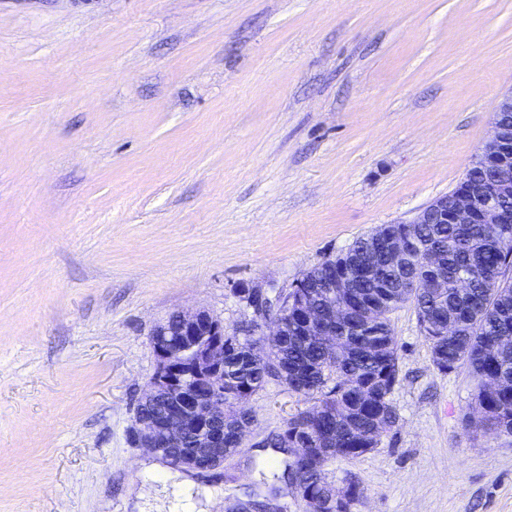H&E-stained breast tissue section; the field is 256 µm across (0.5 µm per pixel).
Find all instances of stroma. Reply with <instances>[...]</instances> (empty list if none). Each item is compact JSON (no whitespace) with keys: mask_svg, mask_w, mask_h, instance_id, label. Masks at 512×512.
<instances>
[{"mask_svg":"<svg viewBox=\"0 0 512 512\" xmlns=\"http://www.w3.org/2000/svg\"><path fill=\"white\" fill-rule=\"evenodd\" d=\"M512 90V0H0V512H307L272 435L203 475L135 447L155 326L309 268L454 190ZM394 428L330 467L352 512H512V436L464 423L411 307Z\"/></svg>","mask_w":512,"mask_h":512,"instance_id":"1","label":"stroma"}]
</instances>
